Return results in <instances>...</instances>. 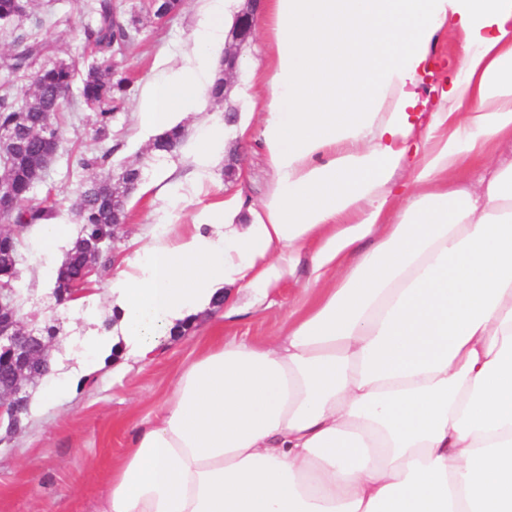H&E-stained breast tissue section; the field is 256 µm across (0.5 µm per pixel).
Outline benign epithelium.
<instances>
[{
	"instance_id": "benign-epithelium-1",
	"label": "benign epithelium",
	"mask_w": 512,
	"mask_h": 512,
	"mask_svg": "<svg viewBox=\"0 0 512 512\" xmlns=\"http://www.w3.org/2000/svg\"><path fill=\"white\" fill-rule=\"evenodd\" d=\"M261 0H244V5L234 14L233 24L224 39V101L228 102L224 119L235 121L237 108L229 104L234 79L241 68L242 49L255 34V16ZM19 273L10 277V283L0 280V378L8 380L0 386V417H8V427L19 426L22 407L17 400L20 392L10 386L19 382L26 371L37 361L49 345L35 331L27 328L19 317V291L14 282Z\"/></svg>"
}]
</instances>
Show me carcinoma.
<instances>
[{"label": "carcinoma", "mask_w": 512, "mask_h": 512, "mask_svg": "<svg viewBox=\"0 0 512 512\" xmlns=\"http://www.w3.org/2000/svg\"><path fill=\"white\" fill-rule=\"evenodd\" d=\"M182 0H151L147 14L156 19L164 13L173 18ZM92 20L82 27L84 55L53 61L50 43L40 38L42 23L26 30L14 22L28 13V0H0V23L12 27L14 42L20 50L0 59V70L7 79L0 83V129L14 134L17 153L13 160L0 166V182L8 185L16 203L4 209L7 224L34 227L51 224L59 215L58 203L38 201L30 196L32 186L46 174L45 157L61 146L66 126L68 101L63 91L79 85L80 101L94 113L92 144H74L79 153L78 164L87 173L70 205L81 229L66 254V263L59 269L54 289L66 291L84 288L91 280L81 281V272L88 260L87 246L99 240L112 243L114 214L126 213L130 187L140 180L138 169H128L120 179L112 178V154L119 145L103 146L112 140V113L128 98L131 80L112 71L115 53H124L134 44L139 33V20L115 10L112 0H91ZM29 77L30 85L23 94L13 91L10 77ZM56 133V140L44 136L46 128ZM185 141V130L178 124L156 135L149 143L150 151L167 154ZM19 242L5 234L0 237V274L8 280L16 267Z\"/></svg>", "instance_id": "obj_1"}]
</instances>
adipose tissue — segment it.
<instances>
[{
    "label": "adipose tissue",
    "mask_w": 512,
    "mask_h": 512,
    "mask_svg": "<svg viewBox=\"0 0 512 512\" xmlns=\"http://www.w3.org/2000/svg\"><path fill=\"white\" fill-rule=\"evenodd\" d=\"M229 10L205 0L202 47L148 91L146 127L208 94ZM267 18L253 107L271 190L250 223L227 200L166 225L111 307L143 357L225 287H275L309 241L314 281L348 271L283 336L187 367L101 512H512V164L484 162L512 140V0H269ZM451 24L466 77L414 143L419 73Z\"/></svg>",
    "instance_id": "ef3b65f1"
}]
</instances>
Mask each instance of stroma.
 Returning <instances> with one entry per match:
<instances>
[{"label": "stroma", "mask_w": 512, "mask_h": 512, "mask_svg": "<svg viewBox=\"0 0 512 512\" xmlns=\"http://www.w3.org/2000/svg\"><path fill=\"white\" fill-rule=\"evenodd\" d=\"M118 2L126 14L139 17L140 32L118 66L119 72L132 78L133 85L112 126V140L120 145L113 162L118 168L138 165L140 186L127 199L129 219L117 233L110 266L99 270L88 287L95 303L57 304L47 269L53 254L67 252L80 229L69 209L81 176L72 142L75 137L92 135V113L77 107L55 162L45 180L33 189L37 198L50 191L57 193L61 203L58 221L68 227L69 235L52 241L40 228L24 231L16 283L21 320L57 326L50 350L61 355L63 371L72 383L53 408L24 419L20 429L0 427V512H100L112 467L128 452L134 425L150 418L171 394L179 374L217 344L265 342L282 335L288 329L290 313L316 296L311 280L313 249L308 246L298 255L292 274L277 287L264 293L230 289L239 307L237 314L226 315L223 305H212L189 327L161 339L147 358H125L117 348L100 362L98 370L87 372L79 346L87 319L95 305L104 304L109 282L135 246L160 233L164 223H188L193 211L231 197L240 198L243 208H250L272 184L258 137L241 139L235 124L225 123L223 104L210 99L203 100L194 114L177 115L176 121L183 125L190 143L199 142L209 127L220 126L226 152L237 155L232 175H225L223 163H216L202 192L190 193L182 185L192 169L184 151L149 153L154 132L141 122L142 95L164 77L170 56L194 47L200 17L194 0H184L177 16L162 23L147 16L144 0ZM61 16L69 17V25H53V18ZM38 19L43 22L40 33L53 45L57 57L80 54L79 31L90 19L88 0H32L23 25L33 27ZM265 41V20L260 17L254 39L243 52L242 73L232 95L239 120L254 129L261 115L251 111L250 99L265 87L253 67L265 58ZM462 45L463 36L453 27L439 32L431 44L427 71L417 87L420 103L412 114L415 135L426 133L440 89L447 87L449 80L464 79Z\"/></svg>", "instance_id": "stroma-1"}]
</instances>
